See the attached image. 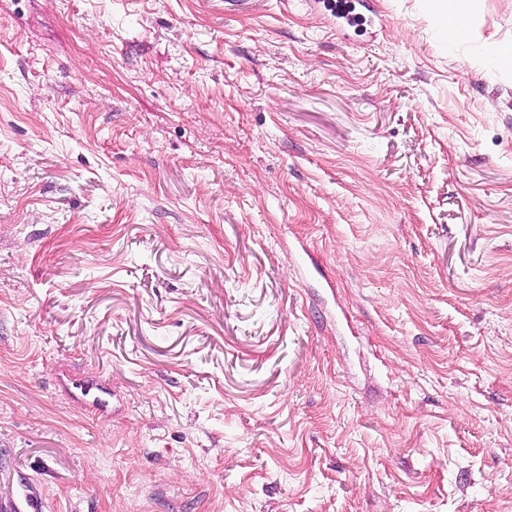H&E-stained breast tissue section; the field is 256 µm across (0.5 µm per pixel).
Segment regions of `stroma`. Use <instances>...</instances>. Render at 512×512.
Returning a JSON list of instances; mask_svg holds the SVG:
<instances>
[{
  "instance_id": "obj_1",
  "label": "stroma",
  "mask_w": 512,
  "mask_h": 512,
  "mask_svg": "<svg viewBox=\"0 0 512 512\" xmlns=\"http://www.w3.org/2000/svg\"><path fill=\"white\" fill-rule=\"evenodd\" d=\"M352 2L0 0V498L512 512V64Z\"/></svg>"
}]
</instances>
